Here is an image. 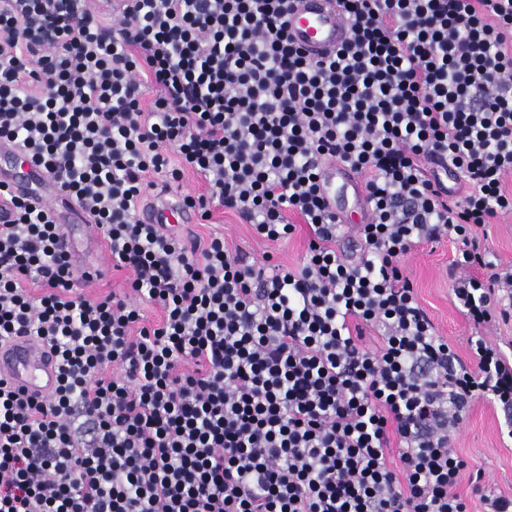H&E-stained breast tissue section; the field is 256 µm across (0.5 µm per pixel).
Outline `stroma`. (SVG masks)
<instances>
[{
	"label": "stroma",
	"mask_w": 512,
	"mask_h": 512,
	"mask_svg": "<svg viewBox=\"0 0 512 512\" xmlns=\"http://www.w3.org/2000/svg\"><path fill=\"white\" fill-rule=\"evenodd\" d=\"M179 232L186 241L201 243L214 232L223 234L231 248L245 254L255 265L264 255L274 263L296 267L301 262L310 238L306 224H298L287 240L269 242L258 238L252 227L236 215L216 209L211 223L182 224ZM481 244L497 263L499 271L512 270V212L499 214L488 225ZM458 252V244L445 236L420 244L404 260L421 306L430 316L438 335L448 339L462 359H469L468 340L473 332L469 321L455 308L448 266ZM503 415L486 399H474L459 426L448 436V447L467 463L457 485L458 492L470 503L471 512H484L482 492L512 496V439L501 430Z\"/></svg>",
	"instance_id": "stroma-1"
}]
</instances>
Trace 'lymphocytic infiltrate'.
Segmentation results:
<instances>
[{
  "label": "lymphocytic infiltrate",
  "instance_id": "lymphocytic-infiltrate-1",
  "mask_svg": "<svg viewBox=\"0 0 512 512\" xmlns=\"http://www.w3.org/2000/svg\"><path fill=\"white\" fill-rule=\"evenodd\" d=\"M292 2L0 0V142L132 272L88 298L55 214L0 185V343L36 338L58 372L46 398L0 378V512H471L448 434L477 396L512 413V357L479 335L463 361L401 262L454 235L457 309L512 317L479 241L512 212V0H339L350 37L320 58ZM322 160L361 179L358 255ZM190 174L201 220L221 207L271 242L308 224L301 263L268 276L223 235L142 223Z\"/></svg>",
  "mask_w": 512,
  "mask_h": 512
}]
</instances>
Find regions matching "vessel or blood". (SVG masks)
<instances>
[{
  "instance_id": "obj_1",
  "label": "vessel or blood",
  "mask_w": 512,
  "mask_h": 512,
  "mask_svg": "<svg viewBox=\"0 0 512 512\" xmlns=\"http://www.w3.org/2000/svg\"><path fill=\"white\" fill-rule=\"evenodd\" d=\"M287 21L293 41L310 55L334 52L349 36L337 0H295ZM0 180L8 182L15 193L38 195L49 202L57 214L65 216L68 223L79 222L66 199L52 191L47 174L13 148L4 145H0ZM320 182L329 209L342 213L341 198L345 187L355 186V173L344 166L326 162L320 169ZM142 218L149 224H194L198 222L199 215L196 210L173 198L145 209ZM0 376L32 395H50L57 385L51 355L26 336L0 344Z\"/></svg>"
}]
</instances>
